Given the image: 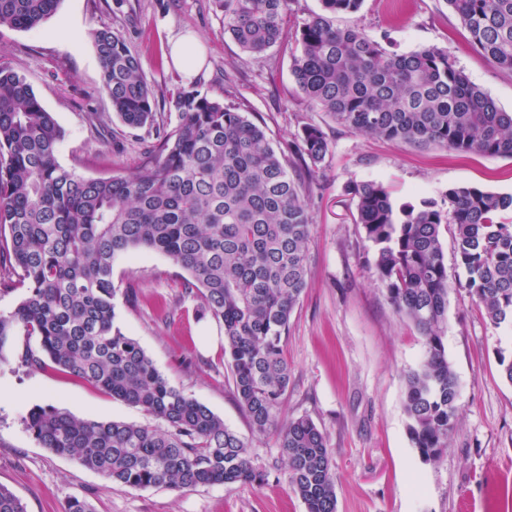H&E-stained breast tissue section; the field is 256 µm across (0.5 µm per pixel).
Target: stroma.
Listing matches in <instances>:
<instances>
[{"instance_id":"35a3bbf8","label":"stroma","mask_w":512,"mask_h":512,"mask_svg":"<svg viewBox=\"0 0 512 512\" xmlns=\"http://www.w3.org/2000/svg\"><path fill=\"white\" fill-rule=\"evenodd\" d=\"M320 0H290L284 41L263 58L243 52L224 32L217 0H61L57 14L32 31L0 28V65L23 74L62 130L59 162L87 178L130 175L143 161L146 129L124 126L100 86L90 34L119 29L139 54L167 127L180 90L239 103L266 127L275 146L292 153L304 126H320L331 149L304 196L313 218L308 284L291 314L284 355L291 380L283 412L309 416L326 434L336 475L337 512H512V383L500 356L512 355V326L493 324L467 290L452 227L441 242L448 267L445 346L458 380V418L439 461L413 448L404 411L405 376L420 362L419 330L398 315L374 268L375 247L355 222L350 182L377 180L395 204L441 200L449 188L474 185L512 193V157H488L387 141L351 132L311 108L292 75L297 27L320 12ZM337 26H361L398 53L447 49L456 66L502 110L512 111V72L473 45L446 0H363ZM68 25L81 36L57 38ZM199 41L202 66L185 76L172 64L173 40ZM183 272L163 255L135 250L118 256L112 278L116 321L184 393L223 417L266 467L264 484L185 490L133 489L106 483L76 461L42 448L25 420L53 405L98 421L150 423L140 408L113 399L54 368L0 365V485L26 512H66L72 498L95 512H305L289 490L274 435H258L239 408L224 354L222 326L199 318L185 294Z\"/></svg>"}]
</instances>
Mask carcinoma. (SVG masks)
Instances as JSON below:
<instances>
[{
  "instance_id": "cac0c4a2",
  "label": "carcinoma",
  "mask_w": 512,
  "mask_h": 512,
  "mask_svg": "<svg viewBox=\"0 0 512 512\" xmlns=\"http://www.w3.org/2000/svg\"><path fill=\"white\" fill-rule=\"evenodd\" d=\"M61 0H0V27L29 31ZM224 32L253 56L283 38L288 0H217ZM474 45L512 71V0H447ZM362 0H321L296 32L291 73L304 97L337 124L390 141L512 157V112L499 109L438 46L399 54L357 25L333 18ZM101 89L129 128L155 131L149 160L130 176L89 179L56 158L62 132L18 72L0 66V292L24 289L0 313V362L21 332L37 339L16 359L52 363L161 424L80 419L53 405L32 409L27 431L43 448L108 483L135 489L264 483L251 448L205 404L188 397L116 323V257L135 249L183 270L185 293L224 328L234 395L259 434L276 436L289 489L306 512H336L326 435L282 406L290 369L282 343L307 284L312 218L303 180L265 128L240 107L197 90L177 93L178 124L158 122L140 57L118 30L92 32ZM330 151L325 131L303 128L296 154L312 174ZM374 267L396 313L420 331L424 352L405 378L409 439L425 462L440 459L457 416L448 360L451 285L440 228L454 226L456 254L475 302L496 325L512 321V194L475 186L443 199L395 206L378 181L347 185ZM0 512H25L0 485Z\"/></svg>"
}]
</instances>
